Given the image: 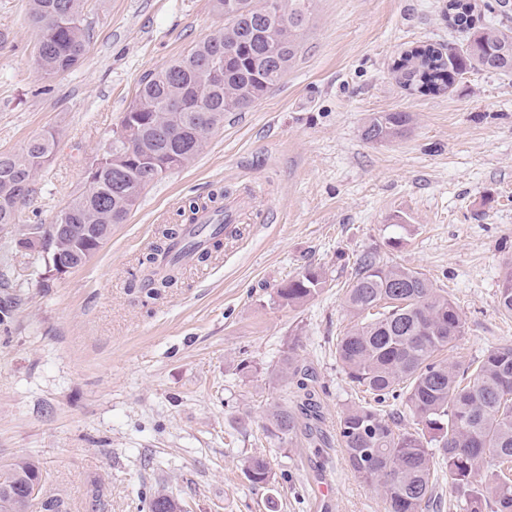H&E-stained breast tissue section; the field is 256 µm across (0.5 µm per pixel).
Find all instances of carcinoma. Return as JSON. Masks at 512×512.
<instances>
[{
    "label": "carcinoma",
    "mask_w": 512,
    "mask_h": 512,
    "mask_svg": "<svg viewBox=\"0 0 512 512\" xmlns=\"http://www.w3.org/2000/svg\"><path fill=\"white\" fill-rule=\"evenodd\" d=\"M313 0H215L224 27L152 74L139 87L112 138L111 151L89 169L88 190L64 211L68 223L89 230L43 239L37 257L59 251L77 269L99 249L105 224H122L144 192L164 175L188 167L202 152L224 114L243 112L288 74L301 46ZM472 0H448L444 17L464 34L461 48L424 46L395 65L399 81L420 93H442L477 70L512 74V11L506 0L490 7L484 25L473 20ZM28 20L39 31L38 70L51 81L75 67L85 53L87 34L82 0H29ZM224 70L214 81L204 64ZM407 112L377 113L362 130L366 141L394 138L411 123ZM135 129L127 139L120 131ZM55 147L53 134L29 141L18 153L0 152V225L16 223L43 159ZM224 192L209 203H188L189 223L162 230L145 261L182 239L197 214H224ZM179 282L177 266L142 287L157 299ZM326 283L325 272L306 267L277 290L279 300L300 306ZM501 314L512 317V268L497 295ZM353 325L336 339V361L350 383L371 396L349 406L338 431L350 468L381 493L385 512H425L438 473L448 480L460 512H512V345L492 347L467 361L442 358L464 333L455 303L424 273L376 253L362 255L344 295ZM281 434L296 428L286 405L268 412ZM435 444L432 452L429 444ZM271 466L254 457L246 477L254 485L271 480ZM42 479L36 462L21 458L0 473V512H27V488ZM149 512H178L165 493L154 494Z\"/></svg>",
    "instance_id": "1"
}]
</instances>
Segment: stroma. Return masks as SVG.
Here are the masks:
<instances>
[{
    "label": "stroma",
    "mask_w": 512,
    "mask_h": 512,
    "mask_svg": "<svg viewBox=\"0 0 512 512\" xmlns=\"http://www.w3.org/2000/svg\"><path fill=\"white\" fill-rule=\"evenodd\" d=\"M447 0H314L285 79L225 115L203 153L149 187L127 221L62 276L17 245L84 192L86 171L141 79L222 27L213 0H85L87 50L44 81L29 0H0V152L53 132L57 145L16 224L0 226V471L38 462L48 493L86 512L100 481L105 512H148L163 491L181 512H384L349 467L337 423L362 400L336 361L349 317L342 296L357 258L375 252L443 288L465 323L450 357L512 344L496 295L512 261V75L467 74L423 95L392 68L415 47L461 39ZM376 112H408L398 137L363 140ZM225 189L241 236L184 267L152 300L142 259L188 199ZM401 220L402 242L388 239ZM326 284L297 307L278 288L303 268ZM313 378L318 408L272 436L268 408ZM269 461L251 484L248 459Z\"/></svg>",
    "instance_id": "obj_1"
}]
</instances>
